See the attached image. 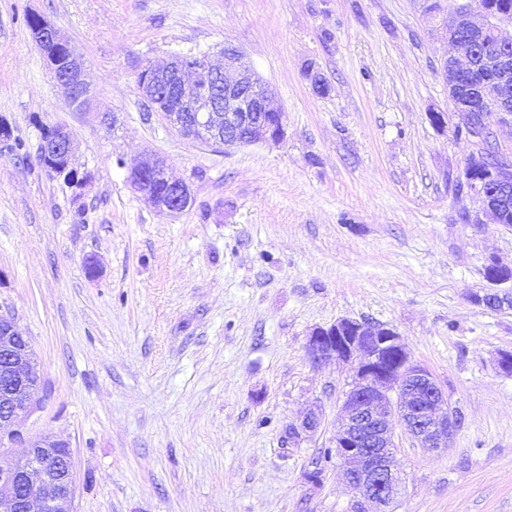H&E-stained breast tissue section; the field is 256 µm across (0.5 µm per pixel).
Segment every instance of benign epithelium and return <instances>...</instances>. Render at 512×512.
Here are the masks:
<instances>
[{"label": "benign epithelium", "mask_w": 512, "mask_h": 512, "mask_svg": "<svg viewBox=\"0 0 512 512\" xmlns=\"http://www.w3.org/2000/svg\"><path fill=\"white\" fill-rule=\"evenodd\" d=\"M512 20H496L486 11L470 4L456 10L451 22L444 24L448 43L461 58L444 60L442 76L453 100L463 98L464 77L473 72L476 42L492 35L504 49H512V37L503 29ZM37 45L69 44V40L47 19L32 35ZM224 66L215 67L209 60L195 63L185 57L169 56L160 64L150 63V76L140 89L158 112L177 102L192 112L189 123L174 122L187 138L224 146H243L268 136L274 140L284 130H274L266 117L276 112L272 94L255 70L242 60L231 45L221 50ZM45 61L54 79L63 85L74 105L83 106L89 99L82 59L75 53L63 60L47 57ZM496 80L484 82L480 93L483 102L498 112L512 116L509 109V67L512 58L504 53L493 60ZM480 137L486 147L469 156L463 180L465 193L476 204L473 222L488 220L499 223V215L509 205L512 188V155L496 147L492 131L481 127ZM74 149L67 129L52 127L42 138L39 153L47 158L60 155L70 161ZM165 182V191L145 194L147 202L161 212L181 213L191 204L189 186L170 179L160 158L143 160L129 172L136 187L147 177ZM488 267L494 274L486 277L491 285L477 304L494 309L512 307V268L492 260ZM306 353L319 365L330 360L350 361L361 357L353 368L352 381L345 393L342 418L333 437L336 455L348 464L347 475L355 494L352 512H394L401 476L395 468V418H400L410 436L422 448L439 450L457 430L459 421L448 405V398L425 367L415 363L399 334L384 324H370L342 318L327 327L314 328L307 341ZM33 349L10 314L0 313V425L13 424L25 415L36 401L39 390L33 365ZM322 425L320 409L309 411L299 423L289 427L295 436H314ZM73 460L69 447L44 437L30 442L24 456L11 466L0 465V512H74L75 497Z\"/></svg>", "instance_id": "7a95c632"}]
</instances>
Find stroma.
Returning <instances> with one entry per match:
<instances>
[{"mask_svg": "<svg viewBox=\"0 0 512 512\" xmlns=\"http://www.w3.org/2000/svg\"><path fill=\"white\" fill-rule=\"evenodd\" d=\"M34 11L81 57L86 108L33 42ZM227 44L270 87L282 139L193 142L148 108L146 64L218 65ZM451 52L419 0H0V312L41 383L0 463L65 442L75 512H351L346 468L322 452L353 365H313L305 346L353 318L396 329L461 417L442 452L396 429L395 512H512V374L497 364L512 309L473 301L490 261L512 265V226L461 217L475 204L453 184L481 144L456 133ZM54 123L80 185L37 162ZM151 154L192 207L159 212L130 184ZM315 405L317 435L289 438Z\"/></svg>", "mask_w": 512, "mask_h": 512, "instance_id": "35a3bbf8", "label": "stroma"}]
</instances>
